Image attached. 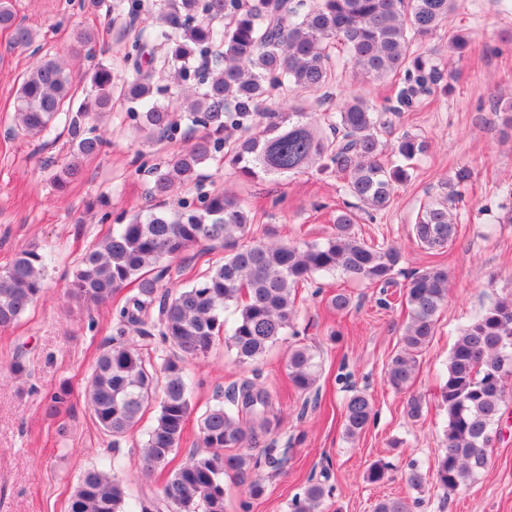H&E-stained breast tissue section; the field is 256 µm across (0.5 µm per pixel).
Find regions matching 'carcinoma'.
Listing matches in <instances>:
<instances>
[{
  "mask_svg": "<svg viewBox=\"0 0 512 512\" xmlns=\"http://www.w3.org/2000/svg\"><path fill=\"white\" fill-rule=\"evenodd\" d=\"M109 14L136 18L142 4L127 0H88ZM461 6V0H159L151 22L140 29L133 53L109 65L97 63L86 74L94 95L73 107L74 77L67 64L48 58L32 64L15 98V125L37 137L64 122L71 129L70 161L56 173L58 189L67 187L82 159L100 153L103 137L82 127L92 112H109L112 102L128 104L139 131L154 141L171 139L178 128L174 113H185L191 130L204 135L150 168V198L143 213L118 224L87 250L69 284L70 296L98 306L134 284L117 309L116 336L100 352L86 384L96 424L113 442L127 436L155 402L158 414L141 448L147 473L169 462L179 447L193 407L185 363L207 354L219 340L234 350L235 362L260 360L286 332L298 335L297 289L315 276L338 273L378 288L397 284L401 251L369 243L354 231L362 210L370 219L391 205L395 187L411 180L428 149L425 140L404 133L393 144L394 160L381 159V133L392 118L421 110L444 78L442 58L422 44ZM0 25L14 30L18 47L34 42L31 29L15 23L12 0H0ZM460 30L448 36L458 56L469 48ZM97 34L81 31L72 52H92ZM212 66L199 72L197 59ZM367 82L399 78L395 105L377 109L360 96L341 102L319 117L309 112L331 98L338 73L346 69ZM130 70V81L115 72ZM165 79L177 89L167 103L154 99V84ZM248 179L288 177L314 169L343 180L346 196L335 230L322 242L279 240L244 243L253 218L229 189L180 201L170 217L161 199L196 181L216 155ZM468 167L456 169L441 200L417 212L411 235L435 255L448 248L460 216L455 204L472 179ZM224 248L222 260L197 275L189 286L171 290L161 284L166 260L187 259L199 245ZM44 257L33 249L18 253L0 272V327L14 324L43 292ZM448 270L435 265L407 276L399 298L408 320L398 349L386 369L387 383L407 389L419 371V356L435 335L446 306ZM158 305V335L169 355L158 362L143 348L124 340L125 327L145 323ZM232 311V323L224 312ZM317 355L294 344L288 352V377L302 393L318 381ZM437 400L447 415L444 448L432 478L448 493L486 470L504 410L512 401V295L498 299L466 323L449 353ZM345 432L362 433L373 419V403L355 391L343 407ZM271 395L251 381L224 390L223 400L199 416L204 454H191L150 500L134 501L118 475L120 462L85 470L71 496L69 512H224V475L244 476L283 458L270 444L262 456L254 445L276 426ZM325 489L309 484L288 504L289 512H319ZM417 502L383 498L373 512H412Z\"/></svg>",
  "mask_w": 512,
  "mask_h": 512,
  "instance_id": "carcinoma-1",
  "label": "carcinoma"
}]
</instances>
